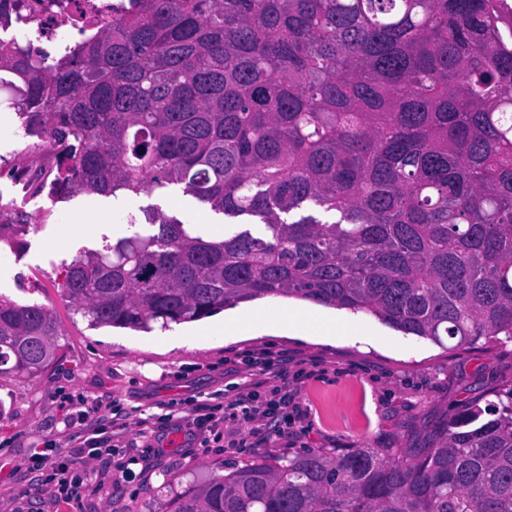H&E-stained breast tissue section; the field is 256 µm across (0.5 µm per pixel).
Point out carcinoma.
<instances>
[{
  "label": "carcinoma",
  "mask_w": 512,
  "mask_h": 512,
  "mask_svg": "<svg viewBox=\"0 0 512 512\" xmlns=\"http://www.w3.org/2000/svg\"><path fill=\"white\" fill-rule=\"evenodd\" d=\"M496 0H129L60 60L0 48L56 190L182 185L261 227L210 241L146 211L58 284L93 327L151 332L270 296L365 312L449 351L512 341V45ZM59 325L0 296V376ZM419 454L308 448L170 512H512V385ZM491 418L485 420L483 413Z\"/></svg>",
  "instance_id": "cac0c4a2"
}]
</instances>
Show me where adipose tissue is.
I'll list each match as a JSON object with an SVG mask.
<instances>
[{"mask_svg": "<svg viewBox=\"0 0 512 512\" xmlns=\"http://www.w3.org/2000/svg\"><path fill=\"white\" fill-rule=\"evenodd\" d=\"M251 329H268L282 334L314 336L344 335L348 332L346 325L276 305L256 313H238L224 320V334L233 335Z\"/></svg>", "mask_w": 512, "mask_h": 512, "instance_id": "obj_1", "label": "adipose tissue"}]
</instances>
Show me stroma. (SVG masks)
Here are the masks:
<instances>
[{"label": "stroma", "instance_id": "obj_1", "mask_svg": "<svg viewBox=\"0 0 512 512\" xmlns=\"http://www.w3.org/2000/svg\"><path fill=\"white\" fill-rule=\"evenodd\" d=\"M13 108L0 103V295L48 308L62 334L60 358L40 376H0V512H159L164 503L209 478L253 462H286L307 448H394L418 453L441 438L449 418L470 403L486 404L512 382V342L447 352L431 341L396 332L376 317L291 300V307L361 324L362 336H274L263 331L210 336L221 315L138 332L89 326L63 299L64 265L100 249L103 237L128 214L161 210L200 225L223 240L231 228L252 224L199 206L182 188L165 194L104 197L50 193L34 198L16 176L37 155L17 130ZM103 219L91 235L69 232L58 213L87 208ZM275 360L265 374L252 356ZM288 394L294 435H274L264 420L224 421V445L202 447V432L186 400L218 402L269 386ZM113 408L123 428L111 454L90 459L75 448L77 411ZM53 441L69 457L72 497L57 495V481L34 470L32 449Z\"/></svg>", "mask_w": 512, "mask_h": 512}]
</instances>
